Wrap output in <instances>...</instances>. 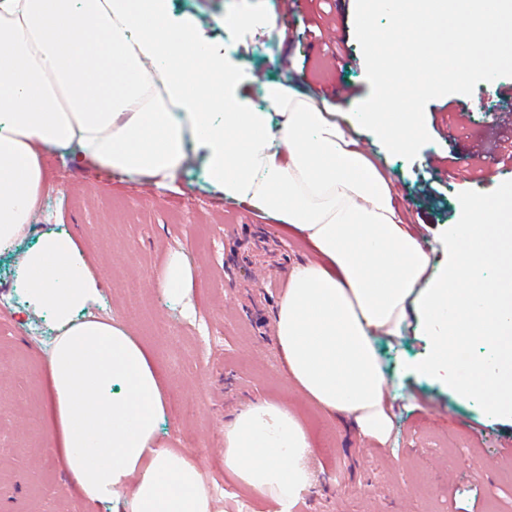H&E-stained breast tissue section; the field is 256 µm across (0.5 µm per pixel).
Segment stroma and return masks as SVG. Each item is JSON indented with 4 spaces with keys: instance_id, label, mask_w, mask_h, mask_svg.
Returning a JSON list of instances; mask_svg holds the SVG:
<instances>
[{
    "instance_id": "obj_1",
    "label": "stroma",
    "mask_w": 512,
    "mask_h": 512,
    "mask_svg": "<svg viewBox=\"0 0 512 512\" xmlns=\"http://www.w3.org/2000/svg\"><path fill=\"white\" fill-rule=\"evenodd\" d=\"M277 2L172 0V15L192 16L215 51H232L255 75L246 91L256 106L266 105L267 81L312 97L327 85L337 123L349 126L371 92L355 37V0H304L301 13L318 21V40L279 44L226 21L239 10L264 15ZM337 41L343 51L336 57L329 46ZM494 91L481 82L471 95L430 101L431 140L412 160L390 154L372 132L357 135L390 174L398 205L440 272L448 265V230L460 221L459 197H493L512 186V177L492 173L479 187L470 178L478 153L512 145V94L504 96L503 112L487 118L481 111ZM43 164L47 182L65 184V193L39 206L18 252L0 255V305L10 312L0 322V512H112L111 504L72 496L41 420L56 332L49 319L22 314L18 260L52 229L80 238L101 282L91 313L121 322L151 351L167 405L159 441L197 460L214 491L213 512H274L273 501L251 498L218 465L225 422L257 398L299 407L314 435L317 481L294 512H512V457L504 454L512 448V422L412 372L429 352L416 322L378 342L395 415L389 444L362 437L288 386L278 367L275 312L290 269L314 254L260 213L230 210L206 184L201 154L189 152L174 191L93 168L64 150L44 152ZM176 259L190 280L180 299L164 291Z\"/></svg>"
}]
</instances>
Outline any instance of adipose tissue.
Wrapping results in <instances>:
<instances>
[{"label": "adipose tissue", "instance_id": "obj_1", "mask_svg": "<svg viewBox=\"0 0 512 512\" xmlns=\"http://www.w3.org/2000/svg\"><path fill=\"white\" fill-rule=\"evenodd\" d=\"M249 79L192 19L172 21L168 0H0V253L40 201L45 149L164 186L190 145L216 191L318 254L291 268L276 311L291 387L386 443L393 418L377 341L413 318L432 342L418 375L512 414V282L481 273L495 259L493 228L512 219V187L493 201L462 198L448 268L435 273L389 174L327 107L276 81L256 107L243 92ZM21 270L27 310L59 332L43 418L71 490L96 503L128 494L130 512H212L199 464L159 444L165 400L150 351L122 323L84 315L100 281L76 237L43 234ZM314 448L293 406L253 401L224 425V472L289 512L315 481Z\"/></svg>", "mask_w": 512, "mask_h": 512}]
</instances>
